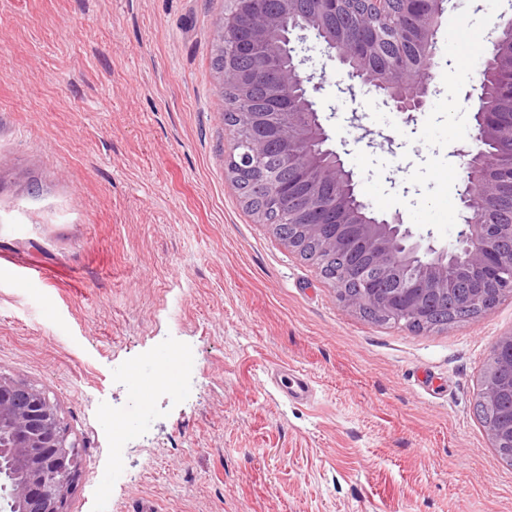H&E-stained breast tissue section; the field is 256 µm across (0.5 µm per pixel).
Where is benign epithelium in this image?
Listing matches in <instances>:
<instances>
[{"mask_svg":"<svg viewBox=\"0 0 512 512\" xmlns=\"http://www.w3.org/2000/svg\"><path fill=\"white\" fill-rule=\"evenodd\" d=\"M362 17L366 27L374 20H386L390 0H363ZM254 0H225L220 26L226 39L237 33L248 34L246 48L258 55L264 68L273 74L271 97L280 103L273 112H243L235 130L239 153L227 167L234 181L243 186L272 187L257 213L264 215L281 206L283 196L294 205L288 214L296 225L288 248L298 254L311 241L321 242L319 252L329 257L349 253L357 257V275L364 277L376 266L387 275L396 266L413 273L405 284L385 290L365 283L366 294L357 300L347 294L339 297L343 307L356 313L369 308L375 315H401L407 323L424 328L431 323L439 305L453 302L454 310L469 318L480 314L491 300L505 293L512 295V268L505 255L512 251V224H485L477 218L467 219L451 249L438 248L432 236L417 235L396 211L374 220L358 219L354 202L359 194L353 174L346 170L340 154L326 147L329 135L323 126L316 102L309 89L311 77L302 74L296 60L291 35L309 29L299 21L301 4H309L314 13L336 20L351 10L354 0H278L271 13L258 12ZM435 0H399L400 12L412 17L415 27L400 31L423 48L426 65L419 70L415 87L406 89L405 77L411 70L403 60H394L380 70L373 65L372 42L358 37L344 40L334 27L318 26L315 36L331 60H338L351 81L370 85L385 98L386 104L403 114L426 110L433 66L437 53L436 33L442 10ZM484 70L499 77L498 91L512 98V19L502 25L501 33L491 41ZM233 80L239 101L247 99L258 72L238 66V52L224 54L220 81ZM475 149L467 152L463 203L471 204L468 188L481 186L484 201L489 202L500 190L512 188V156L491 175L481 161L480 146L487 141L512 139V122L504 124L493 106L482 105L475 115ZM278 141L284 165L272 167L262 161L268 144ZM472 272L468 295L461 296L456 281L448 275L454 267ZM512 353V334L501 337L488 357L489 368L483 378L478 402L489 406L503 394L512 393V383L505 384L499 368L512 369V359L499 363L503 349ZM8 423L15 436L13 456L22 463L12 481L0 486L1 499L11 498L21 512H65V502L79 473L81 457L78 444L60 416L57 403L49 395L26 382L0 374V424Z\"/></svg>","mask_w":512,"mask_h":512,"instance_id":"1","label":"benign epithelium"}]
</instances>
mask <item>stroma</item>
I'll return each instance as SVG.
<instances>
[{"mask_svg": "<svg viewBox=\"0 0 512 512\" xmlns=\"http://www.w3.org/2000/svg\"><path fill=\"white\" fill-rule=\"evenodd\" d=\"M224 0H0V374L46 390L66 512H512L475 403L512 296L433 331L345 309L243 206L212 66ZM512 0H444L413 120L308 40L313 98L376 215L451 246L468 95ZM179 390L159 385L174 352ZM314 381L286 400L267 372Z\"/></svg>", "mask_w": 512, "mask_h": 512, "instance_id": "35a3bbf8", "label": "stroma"}]
</instances>
